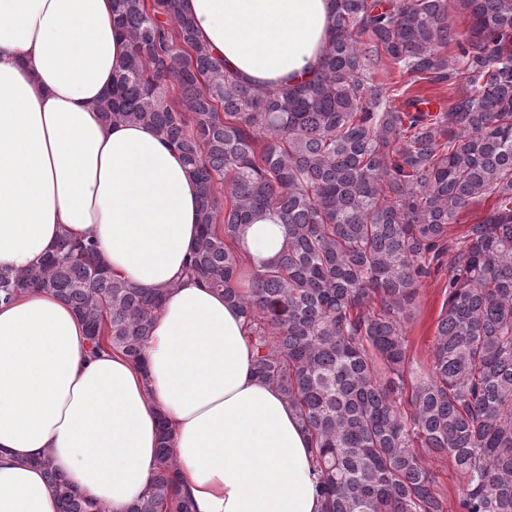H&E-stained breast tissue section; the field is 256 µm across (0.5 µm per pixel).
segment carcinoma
I'll return each mask as SVG.
<instances>
[{"mask_svg": "<svg viewBox=\"0 0 512 512\" xmlns=\"http://www.w3.org/2000/svg\"><path fill=\"white\" fill-rule=\"evenodd\" d=\"M459 2L471 28L450 57L448 0H331L321 69L261 93L215 61L180 0H112L130 51L99 110L154 128L190 167L202 219L188 269L248 319L256 375L314 438L324 512H444L420 447L453 459L463 512H512V0ZM372 53L412 84L463 73L466 88L436 113L403 110L369 81ZM267 212L286 241L249 270L239 234ZM443 268L432 374L409 386L404 323ZM29 291L136 363L165 293L112 276L91 239L0 270L1 301ZM39 465L61 512H91L51 458ZM176 469L165 433L131 512H191ZM493 205V199L483 203L481 206H469L462 210L448 225V240L455 239L468 224L477 222L478 217L486 213V211Z\"/></svg>", "mask_w": 512, "mask_h": 512, "instance_id": "1", "label": "carcinoma"}]
</instances>
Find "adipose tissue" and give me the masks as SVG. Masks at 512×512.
Returning <instances> with one entry per match:
<instances>
[{
	"label": "adipose tissue",
	"mask_w": 512,
	"mask_h": 512,
	"mask_svg": "<svg viewBox=\"0 0 512 512\" xmlns=\"http://www.w3.org/2000/svg\"><path fill=\"white\" fill-rule=\"evenodd\" d=\"M198 39L261 89L309 79L330 0H182ZM112 0H0V269L39 263L65 235L92 238L112 276L167 295L142 363L92 351L54 295L0 302V512H59L38 461L103 512L145 495L162 435L191 512H321L313 444L259 379L246 320L187 275L199 189L151 127L106 122L97 103L128 47ZM272 214L240 241L280 251Z\"/></svg>",
	"instance_id": "1"
}]
</instances>
